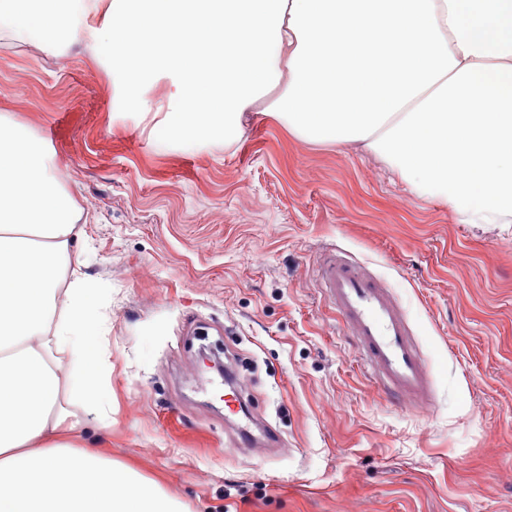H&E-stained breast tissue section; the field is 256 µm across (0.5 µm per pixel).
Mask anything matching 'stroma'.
I'll return each instance as SVG.
<instances>
[{"label": "stroma", "instance_id": "stroma-1", "mask_svg": "<svg viewBox=\"0 0 512 512\" xmlns=\"http://www.w3.org/2000/svg\"><path fill=\"white\" fill-rule=\"evenodd\" d=\"M1 113L88 218L73 251L106 290L112 424L81 411L85 445L191 512H512V223H460L371 154L260 112L230 146L152 136L111 53L82 46L0 40ZM332 254L390 288L428 394L380 390L321 293ZM208 356L237 370L254 446Z\"/></svg>", "mask_w": 512, "mask_h": 512}]
</instances>
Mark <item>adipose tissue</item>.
Here are the masks:
<instances>
[{"instance_id":"obj_1","label":"adipose tissue","mask_w":512,"mask_h":512,"mask_svg":"<svg viewBox=\"0 0 512 512\" xmlns=\"http://www.w3.org/2000/svg\"><path fill=\"white\" fill-rule=\"evenodd\" d=\"M99 2L0 0V39L110 49L164 139L230 145L263 112L463 223L512 222V0H112L100 24ZM81 218L48 145L0 115V512H189L81 443L79 410L112 423L101 290L69 271Z\"/></svg>"}]
</instances>
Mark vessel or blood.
<instances>
[{
    "mask_svg": "<svg viewBox=\"0 0 512 512\" xmlns=\"http://www.w3.org/2000/svg\"><path fill=\"white\" fill-rule=\"evenodd\" d=\"M319 279L337 314L356 336L382 390L390 395L426 393L430 380L425 358L386 285L361 265L340 257L321 268Z\"/></svg>",
    "mask_w": 512,
    "mask_h": 512,
    "instance_id": "b4317fda",
    "label": "vessel or blood"
}]
</instances>
